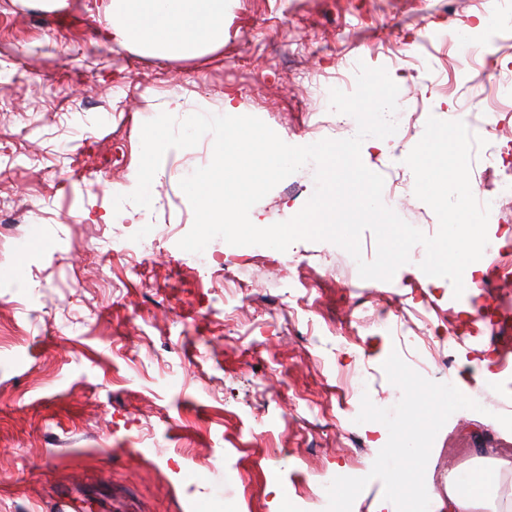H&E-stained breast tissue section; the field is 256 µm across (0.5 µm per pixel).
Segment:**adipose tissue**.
<instances>
[{
  "instance_id": "1",
  "label": "adipose tissue",
  "mask_w": 512,
  "mask_h": 512,
  "mask_svg": "<svg viewBox=\"0 0 512 512\" xmlns=\"http://www.w3.org/2000/svg\"><path fill=\"white\" fill-rule=\"evenodd\" d=\"M100 7L112 19V37L134 40L166 54L193 57L204 44L224 36V0H101ZM468 403L467 388L450 391L434 385L414 405L432 431L439 425L441 406L455 411ZM395 446L407 464L391 482L394 512H487L491 507L512 512V492L500 496V503L492 501L499 496L500 466L449 470L444 478L447 491L441 494L427 489L428 450L421 438L405 429L397 434Z\"/></svg>"
}]
</instances>
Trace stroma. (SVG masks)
<instances>
[{
    "label": "stroma",
    "instance_id": "35a3bbf8",
    "mask_svg": "<svg viewBox=\"0 0 512 512\" xmlns=\"http://www.w3.org/2000/svg\"><path fill=\"white\" fill-rule=\"evenodd\" d=\"M100 0H0V206L29 236L0 233V512H49L59 490L77 512H320L327 472L354 477L349 512H377L401 457L392 451L418 390L455 380L497 418L463 408L428 439L427 474L500 465L512 481V376L472 373L480 350L512 332L428 348L408 283L457 326L451 282L420 269L422 246L392 281L364 280L340 247L301 240L287 251L212 240L208 251L252 289L240 299L218 272L178 247L193 225L182 178L212 159L208 139L168 150L148 212L115 208L137 185L144 122L182 97L186 109L260 118L284 142L339 139L324 110L345 66L386 68L415 114L410 137L366 147L364 165L424 234L439 222L416 198L405 159L428 117L462 121L484 140L492 85L512 73V26L490 25L481 0H228L223 42L161 56L104 39ZM483 25L492 60L451 42ZM315 189L302 168L250 211L265 225L297 214ZM163 235L142 265L107 254L108 236ZM393 327L378 335L372 300ZM360 375L370 401L344 410Z\"/></svg>",
    "mask_w": 512,
    "mask_h": 512
}]
</instances>
